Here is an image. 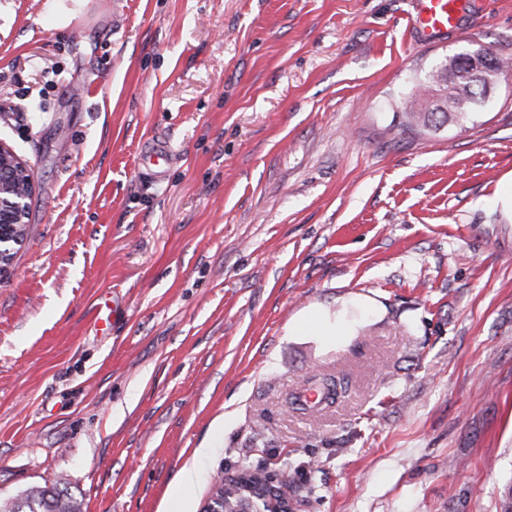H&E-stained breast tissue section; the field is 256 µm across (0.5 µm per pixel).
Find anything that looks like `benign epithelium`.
Returning <instances> with one entry per match:
<instances>
[{
  "mask_svg": "<svg viewBox=\"0 0 512 512\" xmlns=\"http://www.w3.org/2000/svg\"><path fill=\"white\" fill-rule=\"evenodd\" d=\"M37 190L34 169L6 143L0 142V277L12 265L14 247L24 242L29 200Z\"/></svg>",
  "mask_w": 512,
  "mask_h": 512,
  "instance_id": "obj_1",
  "label": "benign epithelium"
}]
</instances>
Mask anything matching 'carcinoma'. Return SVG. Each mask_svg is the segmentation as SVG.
I'll return each instance as SVG.
<instances>
[{"instance_id": "carcinoma-1", "label": "carcinoma", "mask_w": 512, "mask_h": 512, "mask_svg": "<svg viewBox=\"0 0 512 512\" xmlns=\"http://www.w3.org/2000/svg\"><path fill=\"white\" fill-rule=\"evenodd\" d=\"M509 72V65L487 49L470 54H456L439 63L405 99L404 129L437 131L443 126L478 113L492 91ZM309 387L320 393L316 406H328L345 392V379L326 373H315L308 379ZM274 494L278 506L294 493L288 477L274 482L260 467L243 466L229 482L218 480L209 495L219 512H234L242 500L268 509V495ZM0 512H82L81 504L69 492L65 482L56 479L49 485L34 488L13 499L0 501Z\"/></svg>"}]
</instances>
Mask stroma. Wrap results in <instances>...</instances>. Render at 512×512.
Returning a JSON list of instances; mask_svg holds the SVG:
<instances>
[{"mask_svg": "<svg viewBox=\"0 0 512 512\" xmlns=\"http://www.w3.org/2000/svg\"><path fill=\"white\" fill-rule=\"evenodd\" d=\"M420 10L0 0V141L38 183L0 277V500L60 478L82 512H164L205 445L186 512L245 464L294 512H500L512 80L435 132L403 131L401 98L448 55L512 63V0H459L432 38ZM312 313L338 334L295 331ZM316 371L347 392L287 408ZM174 159L175 155L169 146L163 141H157L145 151L141 165L154 179H162Z\"/></svg>", "mask_w": 512, "mask_h": 512, "instance_id": "35a3bbf8", "label": "stroma"}]
</instances>
